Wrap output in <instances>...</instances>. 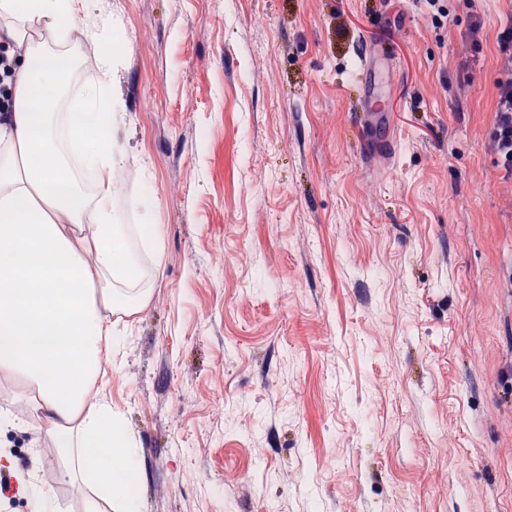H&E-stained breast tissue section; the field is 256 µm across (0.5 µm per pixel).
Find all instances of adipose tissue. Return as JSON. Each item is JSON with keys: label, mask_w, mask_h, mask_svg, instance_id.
Masks as SVG:
<instances>
[{"label": "adipose tissue", "mask_w": 512, "mask_h": 512, "mask_svg": "<svg viewBox=\"0 0 512 512\" xmlns=\"http://www.w3.org/2000/svg\"><path fill=\"white\" fill-rule=\"evenodd\" d=\"M0 18L26 46L14 110L0 123V374L24 383L65 475L94 488L87 512H139L126 483L137 451L95 387L109 311L130 316L151 300L135 244H158L159 227L120 223L113 210L121 156L108 121L88 138L76 124L59 132L48 110L62 74L53 47L77 20L78 0H0ZM69 156L96 173L90 202L63 177Z\"/></svg>", "instance_id": "adipose-tissue-1"}]
</instances>
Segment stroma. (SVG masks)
<instances>
[{
	"label": "stroma",
	"instance_id": "stroma-1",
	"mask_svg": "<svg viewBox=\"0 0 512 512\" xmlns=\"http://www.w3.org/2000/svg\"><path fill=\"white\" fill-rule=\"evenodd\" d=\"M150 303L103 391L140 512H512V180L490 144L512 0H81ZM479 14V51L462 36ZM386 117L362 129L359 58ZM0 379L11 472L91 492Z\"/></svg>",
	"mask_w": 512,
	"mask_h": 512
}]
</instances>
